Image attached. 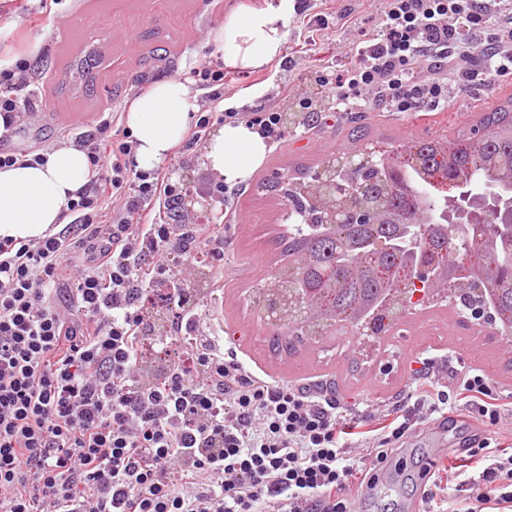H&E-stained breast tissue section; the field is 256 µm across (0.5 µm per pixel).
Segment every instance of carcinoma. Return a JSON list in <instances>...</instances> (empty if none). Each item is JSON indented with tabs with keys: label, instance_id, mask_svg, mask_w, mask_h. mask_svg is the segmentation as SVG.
Instances as JSON below:
<instances>
[{
	"label": "carcinoma",
	"instance_id": "obj_1",
	"mask_svg": "<svg viewBox=\"0 0 512 512\" xmlns=\"http://www.w3.org/2000/svg\"><path fill=\"white\" fill-rule=\"evenodd\" d=\"M394 174L370 170L364 176L365 196L381 203L387 220L377 224L347 223L334 227L305 224L281 233L283 256L288 258L273 277V285L306 288L318 296L316 310L307 317V330L320 336L328 321L356 326L377 324L379 332L392 327L384 320L400 311V289L426 292L429 268L459 291L464 301L477 295L491 306L504 333L512 334V232L464 244L447 222L419 223L428 203L461 190H499L512 173V112L496 108L478 116L470 134L443 144L436 140L399 144L390 151ZM418 230L416 254L397 256L372 247L376 239L398 238L404 227ZM209 265L197 263L192 291L211 287ZM148 324L165 331L170 316L146 308Z\"/></svg>",
	"mask_w": 512,
	"mask_h": 512
}]
</instances>
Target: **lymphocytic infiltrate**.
Listing matches in <instances>:
<instances>
[{"mask_svg": "<svg viewBox=\"0 0 512 512\" xmlns=\"http://www.w3.org/2000/svg\"><path fill=\"white\" fill-rule=\"evenodd\" d=\"M487 31L483 47L466 32ZM29 59L0 62V168L41 162L10 147L38 112ZM512 75V0H385L375 33L348 65L318 81L344 110L433 112L466 107L464 93ZM212 109L188 131L198 143L213 121L245 122L270 144L280 112L223 108L224 71L192 69ZM117 116L68 130L89 162L87 185L68 199L65 224L35 239H0V512H357L372 487L367 465L397 451L412 414L367 431L363 410L323 383H280L251 373L186 307L188 279L167 263L198 246L224 247L221 220L178 213L185 191L158 170L128 168L130 134ZM157 294L173 313L180 358L162 373L141 368L148 338L141 307ZM430 412L472 408L501 417L480 369L435 389ZM376 438L365 456L353 444ZM358 487H351L352 477ZM465 512L512 505V455L485 471Z\"/></svg>", "mask_w": 512, "mask_h": 512, "instance_id": "1", "label": "lymphocytic infiltrate"}]
</instances>
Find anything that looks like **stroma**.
Instances as JSON below:
<instances>
[{
	"instance_id": "35a3bbf8",
	"label": "stroma",
	"mask_w": 512,
	"mask_h": 512,
	"mask_svg": "<svg viewBox=\"0 0 512 512\" xmlns=\"http://www.w3.org/2000/svg\"><path fill=\"white\" fill-rule=\"evenodd\" d=\"M241 0H61L51 17L30 23L31 9L10 0V23L0 27V50L27 53L44 97L43 117L30 120L13 136L11 147L36 150L59 144L63 129L87 122L105 107L126 112L132 100L165 79L190 80V71L215 66L219 55L209 38L212 29L235 12ZM299 7L287 24L284 53L265 71L224 72L225 104L246 111L260 107L293 112L304 98L321 90L317 72L349 62L363 31L373 30L384 9L383 0H297ZM323 14L327 23L317 32L309 17ZM101 44L106 58L99 69L97 92L88 98L77 92L76 78L62 68V56H76L86 43ZM470 107L434 112H341L312 128L288 129L278 147L269 149L263 165L240 183L233 203L235 218L224 225V256L213 269L215 284L200 297L198 308L229 332L239 359L251 370L278 382L323 380L344 403L361 404L379 415L401 403L416 407L411 370L432 360L442 375L476 367L501 391L505 411L498 425L475 422L468 411L450 418L420 410V422L402 451L372 471L373 487L360 500V512H421L424 490L439 464L453 466L447 501L433 502L434 512H459L475 491L474 479L500 454H512V336L489 325L467 323L462 313L441 304L414 307L365 353L354 331L316 336L290 355L273 354L268 325L255 315L262 284L281 265L271 238L287 230L283 215L288 200L272 190L275 178L297 176L326 155L356 151L349 132L366 125L363 145L382 150L414 138L448 140L467 133L479 113L512 103V77L469 89ZM160 170L189 191H208L216 176L203 160L202 145L181 143ZM495 439V446L471 454L474 438Z\"/></svg>"
}]
</instances>
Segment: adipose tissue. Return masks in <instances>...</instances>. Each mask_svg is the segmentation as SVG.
<instances>
[{"instance_id": "adipose-tissue-1", "label": "adipose tissue", "mask_w": 512, "mask_h": 512, "mask_svg": "<svg viewBox=\"0 0 512 512\" xmlns=\"http://www.w3.org/2000/svg\"><path fill=\"white\" fill-rule=\"evenodd\" d=\"M296 0H245L210 34L225 68L260 71L283 54L286 24ZM197 108L189 85L178 79L154 84L129 105L126 124L134 140V161L150 169L183 141ZM268 147L246 124L224 125L204 148L207 167L225 184L245 181L264 162ZM40 165L0 168V237L43 236L57 224L68 198L89 179L88 161L78 149L61 145L44 154Z\"/></svg>"}]
</instances>
